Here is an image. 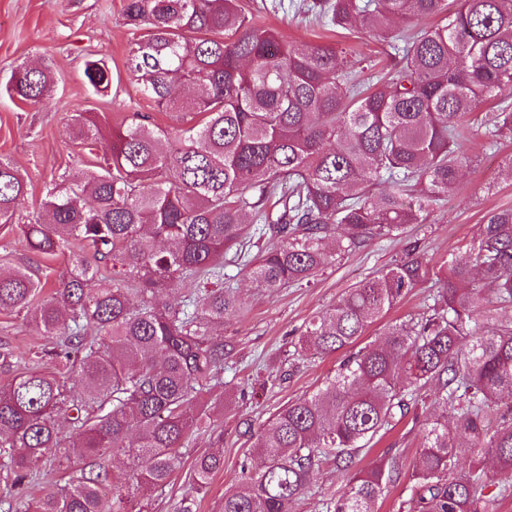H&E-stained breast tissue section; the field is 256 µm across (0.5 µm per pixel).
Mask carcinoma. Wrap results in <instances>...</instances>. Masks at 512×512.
<instances>
[{
    "instance_id": "obj_1",
    "label": "carcinoma",
    "mask_w": 512,
    "mask_h": 512,
    "mask_svg": "<svg viewBox=\"0 0 512 512\" xmlns=\"http://www.w3.org/2000/svg\"><path fill=\"white\" fill-rule=\"evenodd\" d=\"M299 7L348 34L401 40L376 82L331 43L290 44L240 0H123V24L147 28L126 67L160 112L203 123L163 129L142 112L106 133L79 121L76 138L99 143L103 163L50 185L42 214L19 228L43 255L71 250L54 291L30 267L0 272V312H24L49 339L42 353L61 374L24 372L0 386V512H144L169 484L183 445L224 412V316L242 308L224 267L249 269L254 287L309 284L331 261L374 238L422 224L460 187L469 157L457 131L483 122L498 101L492 139L512 137V0H302ZM439 16L438 24L420 22ZM408 29L401 33L392 24ZM98 94L112 70L86 62ZM56 78L24 64L6 92L38 103ZM27 178L0 159V225L15 224ZM435 303L416 322L388 325L383 343L352 352L312 394L283 406L254 443L263 468L243 470L222 512H296L323 460L349 470L333 512H375L399 475L387 454L353 471L352 458L410 411L431 382L456 412L426 423L412 512H496L485 488L512 476V409L496 427L485 415L512 397V321L478 311L485 295L512 303V209L489 212L476 244L445 262ZM121 268L124 284L107 276ZM429 268L418 242L406 257L348 289L307 324L303 351L355 345ZM189 294L163 299L179 284ZM79 438L69 448L62 429ZM129 460L107 488L111 460ZM471 459L472 470L458 468ZM494 460L485 471L484 460ZM71 467L64 486L30 487L40 469ZM197 455L193 483L223 467Z\"/></svg>"
}]
</instances>
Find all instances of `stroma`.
<instances>
[{"label": "stroma", "mask_w": 512, "mask_h": 512, "mask_svg": "<svg viewBox=\"0 0 512 512\" xmlns=\"http://www.w3.org/2000/svg\"><path fill=\"white\" fill-rule=\"evenodd\" d=\"M255 20L276 29L284 39L303 43H332L356 58L379 60L390 51L371 33L341 34L325 29L294 8H273L272 0H247ZM122 0H0V84L20 64L49 63L58 76L52 95L35 105L10 99L0 91V158L12 162L28 176V195L16 214L25 223L40 212L47 187L61 176L78 174L99 163L101 147L79 144L73 132L76 116L116 127L131 112L149 114L156 125L173 129L192 125V115L160 112L143 96L126 68L133 38H146V30L130 31L121 19ZM92 58L106 61L118 76L117 92L103 96L84 81V64ZM458 146L472 162L460 190L430 212L425 223L406 233L381 238L366 247L338 256L310 284L260 292L252 288L246 270H234L233 286L243 302L242 310L224 320V340L232 350L224 359V412L216 416L217 432H201L191 442L170 484L152 493L148 512H174L182 498L194 502V512H218L225 492L235 488L246 466H259L252 450L253 435L289 401L315 392L333 375L343 353L293 356L294 341L310 319L335 304L349 288L377 275L394 260L404 257L410 241H418L430 267L427 281L413 288L388 313L375 321L361 337V345L381 341L393 321L420 317L433 304L441 264L450 255L463 254L476 238L484 216L495 208H512V179L503 170L512 158V141L494 148L483 136L462 130ZM0 265L39 268L48 284H57L68 267V255H38L26 245L19 230L0 229ZM45 342L40 330L24 314L0 312V352L21 356L20 367L0 369V384L20 370L45 373L57 367L41 359ZM441 404L427 403L411 409L404 420L380 440L371 442L353 459L354 468L369 465L389 453L398 456L400 476L378 501L377 512H408L416 493L413 471L425 421L446 415ZM221 451L224 466L206 487L189 478L194 455ZM345 474L341 465L326 460L312 484L302 494L297 512H331L342 493Z\"/></svg>", "instance_id": "35a3bbf8"}]
</instances>
